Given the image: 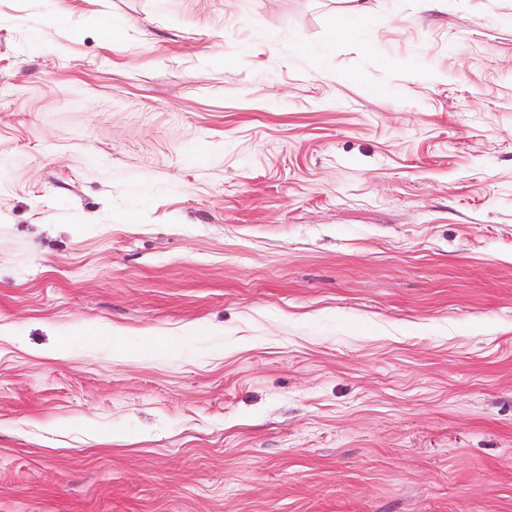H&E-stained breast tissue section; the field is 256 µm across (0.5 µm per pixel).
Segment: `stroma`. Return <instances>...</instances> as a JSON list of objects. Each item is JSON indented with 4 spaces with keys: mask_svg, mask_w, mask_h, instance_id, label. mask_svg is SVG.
Segmentation results:
<instances>
[{
    "mask_svg": "<svg viewBox=\"0 0 512 512\" xmlns=\"http://www.w3.org/2000/svg\"><path fill=\"white\" fill-rule=\"evenodd\" d=\"M367 6L0 0V512H512V0ZM348 2L350 6L334 16L332 20V30L338 36L356 35L362 27L367 12L366 1L348 0Z\"/></svg>",
    "mask_w": 512,
    "mask_h": 512,
    "instance_id": "35a3bbf8",
    "label": "stroma"
}]
</instances>
